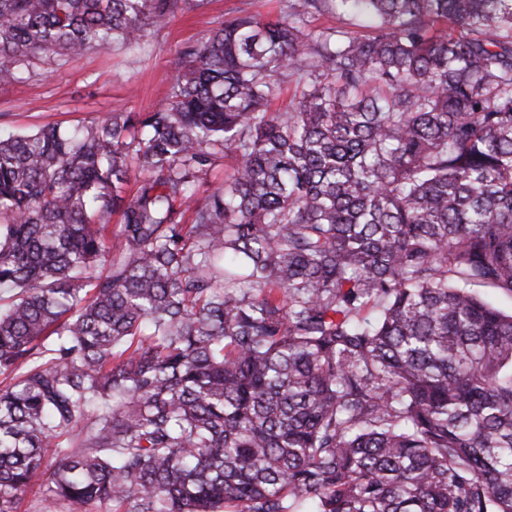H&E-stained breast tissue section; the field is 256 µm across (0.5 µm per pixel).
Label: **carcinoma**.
Here are the masks:
<instances>
[{
	"label": "carcinoma",
	"instance_id": "carcinoma-1",
	"mask_svg": "<svg viewBox=\"0 0 512 512\" xmlns=\"http://www.w3.org/2000/svg\"><path fill=\"white\" fill-rule=\"evenodd\" d=\"M206 5L0 0V85ZM183 55L157 109L0 137V512L48 452L44 512H512V0Z\"/></svg>",
	"mask_w": 512,
	"mask_h": 512
}]
</instances>
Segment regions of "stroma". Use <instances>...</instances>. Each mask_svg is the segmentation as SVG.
I'll use <instances>...</instances> for the list:
<instances>
[{
	"instance_id": "1",
	"label": "stroma",
	"mask_w": 512,
	"mask_h": 512,
	"mask_svg": "<svg viewBox=\"0 0 512 512\" xmlns=\"http://www.w3.org/2000/svg\"><path fill=\"white\" fill-rule=\"evenodd\" d=\"M288 0H209L183 10L132 47L114 46L61 63L40 58L17 83L0 86V134L48 122L72 126L115 112H147L166 101L183 67L182 51L210 34L216 21L246 10L279 13Z\"/></svg>"
}]
</instances>
